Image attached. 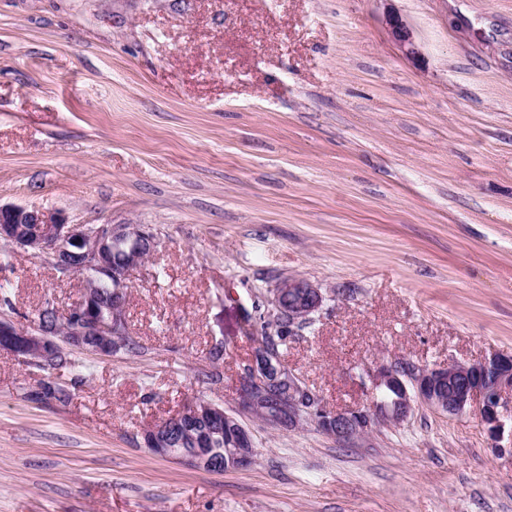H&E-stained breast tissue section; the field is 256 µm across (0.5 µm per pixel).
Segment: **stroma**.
<instances>
[{
	"label": "stroma",
	"mask_w": 512,
	"mask_h": 512,
	"mask_svg": "<svg viewBox=\"0 0 512 512\" xmlns=\"http://www.w3.org/2000/svg\"><path fill=\"white\" fill-rule=\"evenodd\" d=\"M0 202L157 242L135 349L73 351L68 402L0 351V512H512V440L476 412L341 443L238 397L246 316L294 277L326 301L285 360L330 409L365 365L512 355V0H0ZM82 287L0 245L18 324ZM198 399L240 414L251 466L144 447Z\"/></svg>",
	"instance_id": "stroma-1"
}]
</instances>
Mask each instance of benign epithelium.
I'll list each match as a JSON object with an SVG mask.
<instances>
[{
  "label": "benign epithelium",
  "mask_w": 512,
  "mask_h": 512,
  "mask_svg": "<svg viewBox=\"0 0 512 512\" xmlns=\"http://www.w3.org/2000/svg\"><path fill=\"white\" fill-rule=\"evenodd\" d=\"M0 241H6L35 256H48L64 273H78L95 280L109 275L114 294L129 287L131 272L146 258L135 252L120 265L111 263L112 248L128 241L155 246L154 235L141 224H70L53 209L29 208L0 203ZM98 295L84 290L80 302L66 319L48 328L42 320L33 326H20L11 316L0 315V350H7L26 365L48 367L57 354L52 337L60 334L68 345L106 355L125 343L128 336L125 310L96 308ZM267 315L274 321L284 316L288 327L310 321L321 310L325 296L319 288L301 278L280 282L266 298ZM369 385L364 405L331 410L321 395L311 388L288 364L272 360L261 342L243 367L239 389L241 406L252 416L261 415L266 425L295 429L312 423L340 442L365 438L380 422L400 424L411 415L415 404L451 416L476 411L489 432L498 438L504 431L500 408L512 400V356L496 354L475 363H454L427 368L411 362H395L366 367L359 374ZM208 414L210 434L224 433V421L232 432L224 455L215 456L204 448L181 447V431L195 418ZM144 445L152 452L213 472L245 468L252 464L256 449L251 432L218 407L206 402L189 404L166 423L147 430Z\"/></svg>",
  "instance_id": "1"
}]
</instances>
